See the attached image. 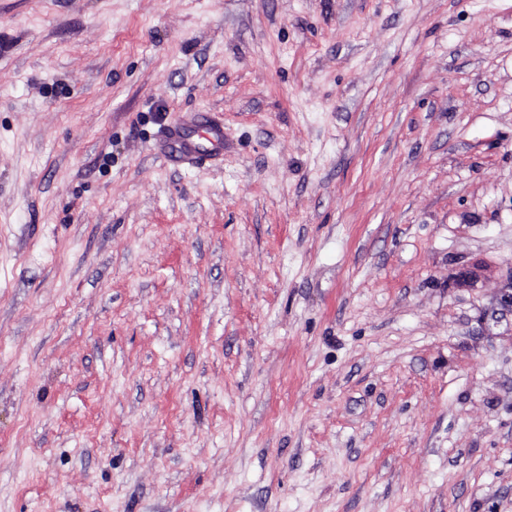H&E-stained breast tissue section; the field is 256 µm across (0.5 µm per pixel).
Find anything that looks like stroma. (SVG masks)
Here are the masks:
<instances>
[{"mask_svg": "<svg viewBox=\"0 0 512 512\" xmlns=\"http://www.w3.org/2000/svg\"><path fill=\"white\" fill-rule=\"evenodd\" d=\"M511 287L512 0H0V512H512Z\"/></svg>", "mask_w": 512, "mask_h": 512, "instance_id": "35a3bbf8", "label": "stroma"}]
</instances>
